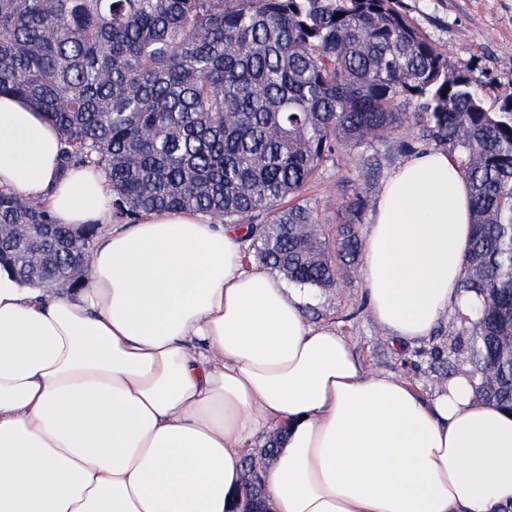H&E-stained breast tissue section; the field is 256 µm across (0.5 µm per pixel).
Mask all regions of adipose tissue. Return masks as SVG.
<instances>
[{
    "mask_svg": "<svg viewBox=\"0 0 512 512\" xmlns=\"http://www.w3.org/2000/svg\"><path fill=\"white\" fill-rule=\"evenodd\" d=\"M92 168L61 171L59 134L0 96V187L57 223L95 224L88 287L0 270V512H231L246 448L271 512H506L512 411L460 370L433 396L365 371L347 336L248 264L243 230L178 211L116 224ZM470 193L428 151L389 175L363 237V294L394 342L429 338L460 289Z\"/></svg>",
    "mask_w": 512,
    "mask_h": 512,
    "instance_id": "obj_1",
    "label": "adipose tissue"
}]
</instances>
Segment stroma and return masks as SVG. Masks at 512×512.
Here are the masks:
<instances>
[{
	"label": "stroma",
	"instance_id": "stroma-1",
	"mask_svg": "<svg viewBox=\"0 0 512 512\" xmlns=\"http://www.w3.org/2000/svg\"><path fill=\"white\" fill-rule=\"evenodd\" d=\"M401 8L451 62L467 65L482 80L488 109L498 107L503 92H512V0H401ZM429 148L416 139L404 145L391 139L375 143L381 168L371 178L353 158L338 155L319 168L303 196L316 208L325 232H332L339 220L337 200L365 190L369 202H376L374 187ZM362 288L359 270L343 271L336 287L308 289L305 313L311 323L336 326L348 336L366 370L402 377L429 396L439 389L440 377L466 367L462 352L454 347L453 319L441 321L427 342L394 346L371 317Z\"/></svg>",
	"mask_w": 512,
	"mask_h": 512
}]
</instances>
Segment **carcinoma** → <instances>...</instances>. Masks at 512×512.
I'll return each mask as SVG.
<instances>
[{
	"instance_id": "obj_1",
	"label": "carcinoma",
	"mask_w": 512,
	"mask_h": 512,
	"mask_svg": "<svg viewBox=\"0 0 512 512\" xmlns=\"http://www.w3.org/2000/svg\"><path fill=\"white\" fill-rule=\"evenodd\" d=\"M1 94L58 129L62 168L101 172L113 223L194 210L240 224L247 253L304 287L333 288L361 260L366 196L326 237L302 197L321 166L351 153L374 173L369 147L410 129L448 150L471 197L461 289L483 301L457 311L455 343L477 396L512 410V92L487 109L481 80L399 0H0ZM15 224L45 225L49 260L5 233L1 267L85 287L71 272L98 227L74 231L0 188V226Z\"/></svg>"
}]
</instances>
